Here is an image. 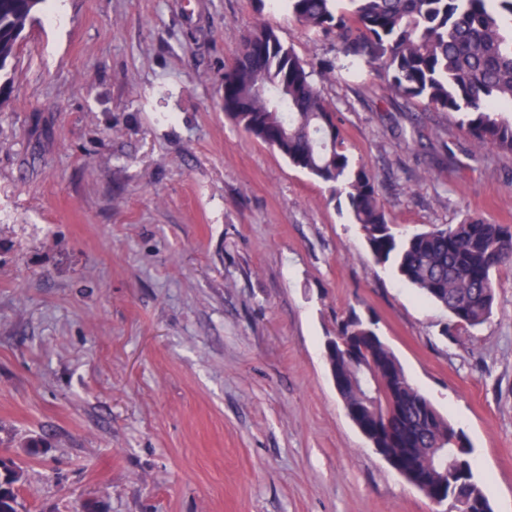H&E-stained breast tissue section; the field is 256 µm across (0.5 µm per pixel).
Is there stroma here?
<instances>
[{
    "label": "stroma",
    "mask_w": 512,
    "mask_h": 512,
    "mask_svg": "<svg viewBox=\"0 0 512 512\" xmlns=\"http://www.w3.org/2000/svg\"><path fill=\"white\" fill-rule=\"evenodd\" d=\"M0 99V456L21 512H438L348 417L326 342L373 319L512 512V267L492 317L377 264L346 198L224 115V68L272 28L411 233L512 225V153L406 102L279 0H56ZM44 452L27 456L29 439Z\"/></svg>",
    "instance_id": "obj_1"
}]
</instances>
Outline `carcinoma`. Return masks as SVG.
<instances>
[{"mask_svg":"<svg viewBox=\"0 0 512 512\" xmlns=\"http://www.w3.org/2000/svg\"><path fill=\"white\" fill-rule=\"evenodd\" d=\"M50 0H0V95L10 89L12 61L26 25ZM292 16L336 41L329 70L364 64L406 101L424 99L441 112H462L475 147L512 153V0H283ZM224 113L288 162L345 196L375 260L390 263L421 295L448 311L446 333L476 328L492 315L494 273L512 263V227L468 217L458 224L400 235L390 224L374 174L354 165L332 104L275 33L244 35L224 69ZM336 366L350 373L349 347L364 352L377 403L338 390L363 411L365 425L385 412L402 417L400 448L422 465L439 448H465L452 427L411 382L373 324L354 315L338 328ZM460 489H447L460 512H483L488 498L474 478L469 452L459 455ZM24 471L0 457V512H19Z\"/></svg>","mask_w":512,"mask_h":512,"instance_id":"cac0c4a2","label":"carcinoma"}]
</instances>
